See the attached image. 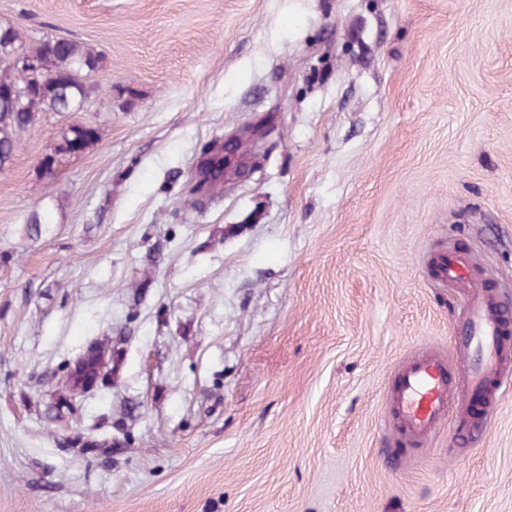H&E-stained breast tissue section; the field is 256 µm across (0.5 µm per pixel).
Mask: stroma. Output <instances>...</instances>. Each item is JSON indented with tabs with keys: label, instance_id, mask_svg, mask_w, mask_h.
Returning <instances> with one entry per match:
<instances>
[{
	"label": "stroma",
	"instance_id": "35a3bbf8",
	"mask_svg": "<svg viewBox=\"0 0 512 512\" xmlns=\"http://www.w3.org/2000/svg\"><path fill=\"white\" fill-rule=\"evenodd\" d=\"M95 91L0 172V512H512V386L425 445L434 257L512 282V0H0ZM98 141L40 163L61 130ZM235 136L248 177L192 193ZM45 216L37 232L32 214ZM110 378L58 409L88 348Z\"/></svg>",
	"mask_w": 512,
	"mask_h": 512
}]
</instances>
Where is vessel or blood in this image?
<instances>
[{
	"label": "vessel or blood",
	"instance_id": "obj_1",
	"mask_svg": "<svg viewBox=\"0 0 512 512\" xmlns=\"http://www.w3.org/2000/svg\"><path fill=\"white\" fill-rule=\"evenodd\" d=\"M443 283L465 299L463 318L453 331V346L470 365L463 387H455L439 357L426 354L400 371L391 394V406L404 436L423 442L443 423L456 397H463V415L470 430L482 429L486 407L512 371V347L505 334L512 327V302L504 292L491 290L474 276L464 254L448 251L436 260Z\"/></svg>",
	"mask_w": 512,
	"mask_h": 512
}]
</instances>
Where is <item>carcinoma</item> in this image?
<instances>
[{
    "instance_id": "cac0c4a2",
    "label": "carcinoma",
    "mask_w": 512,
    "mask_h": 512,
    "mask_svg": "<svg viewBox=\"0 0 512 512\" xmlns=\"http://www.w3.org/2000/svg\"><path fill=\"white\" fill-rule=\"evenodd\" d=\"M18 52L23 55L22 62H11ZM99 61L93 47L71 39L64 40L61 55L47 36L23 50L20 31L0 25V171L12 164L20 134L36 123L39 113L70 112L84 105L89 89L83 73L97 69ZM97 140L96 136H84L80 125L65 128L43 158L41 176H54L60 165Z\"/></svg>"
}]
</instances>
